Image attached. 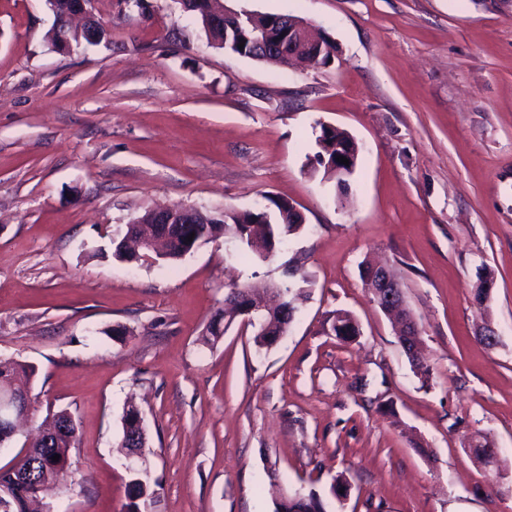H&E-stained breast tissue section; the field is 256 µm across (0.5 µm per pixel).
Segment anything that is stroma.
I'll return each instance as SVG.
<instances>
[{
  "instance_id": "35a3bbf8",
  "label": "stroma",
  "mask_w": 512,
  "mask_h": 512,
  "mask_svg": "<svg viewBox=\"0 0 512 512\" xmlns=\"http://www.w3.org/2000/svg\"><path fill=\"white\" fill-rule=\"evenodd\" d=\"M149 3L93 0L111 42L62 52L46 0H0V360L36 369L0 467L67 410L78 445L52 512H123L132 402L148 512H275L291 490L325 512H512V0H224L323 30L337 52L308 68L212 47L178 0ZM325 125L360 148L344 191L315 162ZM271 197L305 225L270 259L232 237L174 263L112 255L144 211ZM368 258L401 284L428 379L365 286ZM290 264L307 297L285 336L257 347L238 320L203 343L232 285ZM483 434L496 468L470 446ZM139 410L136 406L130 405L128 406L122 416V434L118 443L119 454L123 456L121 460H125L127 455L133 448L143 449L147 447L146 437H144L141 433L139 434V440L137 443L131 442V436H128V432H131L135 429L136 423L138 421Z\"/></svg>"
}]
</instances>
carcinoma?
<instances>
[{"instance_id": "cac0c4a2", "label": "carcinoma", "mask_w": 512, "mask_h": 512, "mask_svg": "<svg viewBox=\"0 0 512 512\" xmlns=\"http://www.w3.org/2000/svg\"><path fill=\"white\" fill-rule=\"evenodd\" d=\"M184 9L192 13L204 31L209 42L220 49H229L241 56L255 59L267 64H278V57L265 45L254 38L252 32L264 24L268 15L263 13L241 11L237 25L226 28L224 24H214L207 21L203 11V4L196 0H182ZM244 47H239V44ZM354 147V143L343 130H322L318 138L319 151L315 158L317 164L323 168L326 177L334 179L340 187H346L348 176L354 173L356 164H351L347 175L338 176L332 173L328 165L335 161L336 143ZM286 200L269 199V205L256 211H237L226 208L220 212H199L196 220L204 226L205 235L199 244L208 243L220 236L241 237L254 236L261 240L273 236L276 244L280 245L288 237L299 232L303 217H294L286 213ZM140 222L134 234L133 241L154 238L158 235V225L152 223V212L147 211L137 217ZM302 297V291L290 286L283 288V298L280 309L269 314L265 320L263 334L254 337L259 346H270L277 336L285 335L293 321L294 313ZM35 368L25 362L0 361V399L10 398L13 391L30 393ZM137 407L128 406L122 416V434L118 443L119 454L127 456L134 448L147 447L146 437L139 436L138 442H131L128 433L135 429L138 421ZM77 442L76 427L71 414L60 410L52 414L51 419L45 420L44 431L40 438L32 442L26 454L14 464L16 474L20 475L18 481L0 479V512H30L31 503L35 502L45 489V485H59L67 482L69 455L71 448ZM60 455L54 461V455ZM130 479L127 484L128 502L124 512H141L140 505L153 498L155 491L147 480V469L143 466L129 470ZM276 512H323V506L313 493L308 495L300 491H290L284 496V501L277 505Z\"/></svg>"}]
</instances>
